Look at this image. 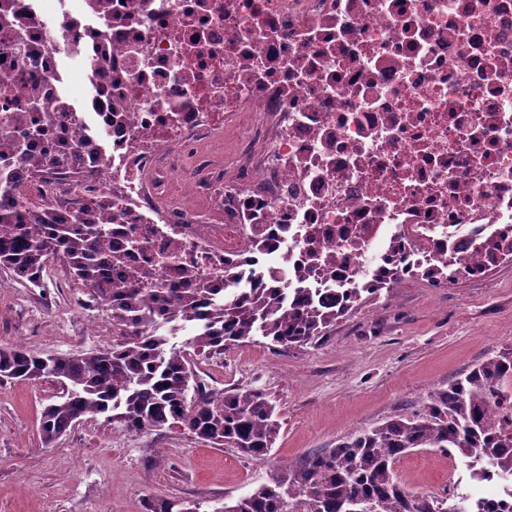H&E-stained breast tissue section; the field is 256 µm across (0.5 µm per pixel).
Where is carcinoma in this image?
<instances>
[{
  "instance_id": "obj_1",
  "label": "carcinoma",
  "mask_w": 512,
  "mask_h": 512,
  "mask_svg": "<svg viewBox=\"0 0 512 512\" xmlns=\"http://www.w3.org/2000/svg\"><path fill=\"white\" fill-rule=\"evenodd\" d=\"M109 224H58L50 212L21 213L0 205V268L27 288L53 258L65 263L88 298L107 306L118 339L112 346L70 356H40L21 344L0 345V382L55 378L68 394L44 407L40 435L54 444L83 416H100L128 433L180 427L199 442L237 449L256 461L267 458L278 433L275 404L254 389L224 393L220 401L194 390L196 373L184 349L157 333L165 324L193 327L185 346L220 354L260 336L288 349L313 343L336 320L379 298L400 275L416 274L432 285L447 279L440 265H397L345 297L318 301L308 288L277 283L224 289V298L204 310L217 288L190 283L161 288L146 303L132 274L112 278L122 254L106 244ZM512 380V348L476 364L446 388L432 390L422 407L339 440L327 452L306 457L276 472L251 495L214 512H480V504L462 494L450 500L404 488L395 473L397 459L415 448H437L470 463L479 458L490 468L512 474V428L501 424L495 397ZM147 512H186L184 502L152 498Z\"/></svg>"
}]
</instances>
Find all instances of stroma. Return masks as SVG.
<instances>
[{
    "mask_svg": "<svg viewBox=\"0 0 512 512\" xmlns=\"http://www.w3.org/2000/svg\"><path fill=\"white\" fill-rule=\"evenodd\" d=\"M89 320L98 323L95 333H74L73 324ZM16 341L44 355H72L110 346L112 327L73 279L24 288L0 270V343ZM510 347L512 261L484 280L446 288L399 280L312 345L275 351L257 337L198 356L210 388L255 389L275 403L279 432L263 461L178 429L131 434L91 418L47 448L41 411L61 385L0 383V512H146L151 496L212 512L342 437L420 408L430 391ZM448 466L447 456L417 448L395 471L409 490L428 493L447 483Z\"/></svg>",
    "mask_w": 512,
    "mask_h": 512,
    "instance_id": "stroma-1",
    "label": "stroma"
}]
</instances>
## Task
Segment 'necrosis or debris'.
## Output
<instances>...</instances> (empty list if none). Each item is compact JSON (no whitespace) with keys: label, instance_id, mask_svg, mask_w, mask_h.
<instances>
[{"label":"necrosis or debris","instance_id":"4bbe7bcc","mask_svg":"<svg viewBox=\"0 0 512 512\" xmlns=\"http://www.w3.org/2000/svg\"><path fill=\"white\" fill-rule=\"evenodd\" d=\"M45 2L0 0L10 197L111 222L143 287L313 252L327 299L396 241L471 279L512 242V0ZM474 470L512 512V477Z\"/></svg>","mask_w":512,"mask_h":512}]
</instances>
